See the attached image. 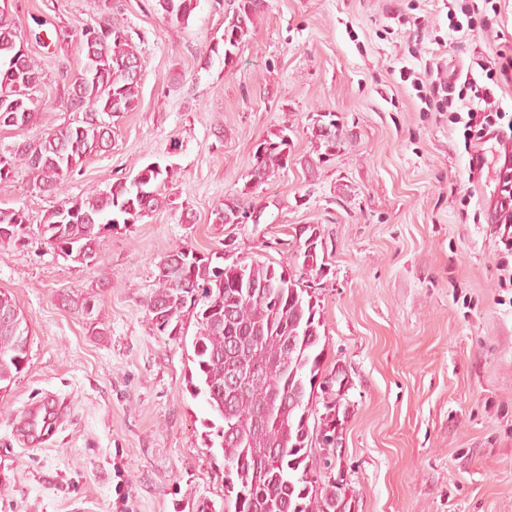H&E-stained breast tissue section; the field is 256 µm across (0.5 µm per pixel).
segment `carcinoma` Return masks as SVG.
<instances>
[{
  "label": "carcinoma",
  "instance_id": "carcinoma-1",
  "mask_svg": "<svg viewBox=\"0 0 512 512\" xmlns=\"http://www.w3.org/2000/svg\"><path fill=\"white\" fill-rule=\"evenodd\" d=\"M233 14L224 17L222 43H214L207 60H223L224 69L238 62L249 39L262 0H235ZM156 8L171 20L185 22L194 0H156ZM96 35L89 51L85 32L78 34L85 65L69 80L66 104L76 112L72 121L17 143L0 154V179L20 164L40 192L57 198L39 225L45 243L64 259L98 263L96 245L106 228L134 224L161 209L175 208L167 193L177 175L170 165L149 164L132 178L119 179L108 190L93 189L79 197L64 191L66 180L83 160L105 150L115 110L138 106L141 77L129 67L140 63L124 19L105 16L92 26ZM22 35L8 9L0 6V128L31 130L39 126L40 108L31 98L47 74L32 57L19 55ZM311 136L333 155L342 136L332 112H319ZM289 137L284 131L261 140L253 155L250 180L240 192L224 198L211 211L215 224H245L261 212L245 204L244 195L288 165ZM29 217L23 208H0V228L13 225L7 241L25 238ZM318 227L300 231L304 243L296 255L301 273L284 277L283 265L253 260L238 264L213 260L177 246L159 264L155 290L147 307L155 329L167 336L184 335L183 318L193 316L191 393L202 397L212 419L207 447L224 457V512H353L354 490L342 468L336 467L341 445L348 387L338 369L322 375L326 344L322 343L313 277L323 273L318 256ZM29 334L26 319L10 294L0 292V390L24 368ZM251 349L254 377L247 391L230 394L227 372L235 361L230 341ZM300 403L283 402L286 394ZM319 447L322 458L310 450ZM314 477H308V474ZM323 479L317 486V479Z\"/></svg>",
  "mask_w": 512,
  "mask_h": 512
}]
</instances>
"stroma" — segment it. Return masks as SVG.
I'll use <instances>...</instances> for the list:
<instances>
[{
  "label": "stroma",
  "instance_id": "1",
  "mask_svg": "<svg viewBox=\"0 0 512 512\" xmlns=\"http://www.w3.org/2000/svg\"><path fill=\"white\" fill-rule=\"evenodd\" d=\"M112 2L141 58L139 104L65 191L106 190L157 162L176 167L179 206L104 231L101 263L82 265L38 234L54 198L24 170L0 179V207L25 208L31 223L23 245L0 243V291L30 336L25 369L0 391V512H222L224 457L188 385L194 321L161 336L147 311L158 265L178 244L289 264L310 224L325 263L324 369H342L349 387L341 450L354 512H512V288L498 284L487 221L463 223L460 204L467 195L483 209L497 183L471 174L461 129L399 78L512 51V0H493L465 33L449 29L444 0H265L229 71L205 56L233 0H198L185 24L154 0ZM9 10L48 75L41 129L70 121L67 81L85 64L77 34L96 24L98 0ZM55 28L67 39L40 38ZM317 112L342 131L323 163L308 131ZM282 129L287 167L246 199L259 223H212L256 144ZM49 392L66 419L24 447L21 414Z\"/></svg>",
  "mask_w": 512,
  "mask_h": 512
}]
</instances>
